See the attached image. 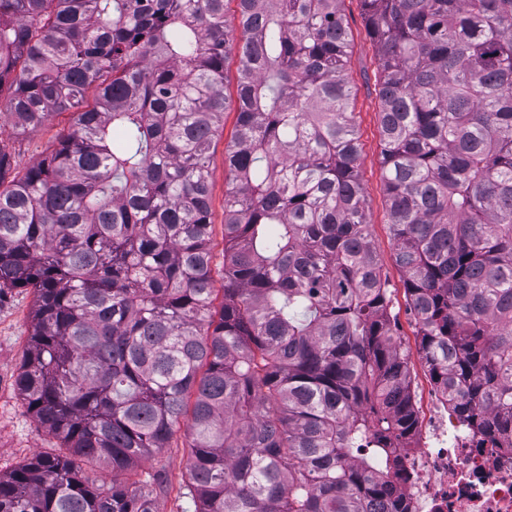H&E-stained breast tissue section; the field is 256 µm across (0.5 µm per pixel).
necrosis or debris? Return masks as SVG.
I'll list each match as a JSON object with an SVG mask.
<instances>
[{
    "instance_id": "1",
    "label": "necrosis or debris",
    "mask_w": 512,
    "mask_h": 512,
    "mask_svg": "<svg viewBox=\"0 0 512 512\" xmlns=\"http://www.w3.org/2000/svg\"><path fill=\"white\" fill-rule=\"evenodd\" d=\"M398 454L403 470L389 474L410 512H512V448L475 437L440 392H433L420 432Z\"/></svg>"
}]
</instances>
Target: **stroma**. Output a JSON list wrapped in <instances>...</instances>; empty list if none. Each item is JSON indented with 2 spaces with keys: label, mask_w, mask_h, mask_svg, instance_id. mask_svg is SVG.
Segmentation results:
<instances>
[{
  "label": "stroma",
  "mask_w": 512,
  "mask_h": 512,
  "mask_svg": "<svg viewBox=\"0 0 512 512\" xmlns=\"http://www.w3.org/2000/svg\"><path fill=\"white\" fill-rule=\"evenodd\" d=\"M341 13L350 41L346 71L351 88L349 109L354 116L360 156L358 172L363 188L368 230L376 259L391 292V321L396 337L408 354V376L416 402L429 399L434 384L419 353V326L406 295L404 275L395 262L389 230V211L380 165L383 144L380 135V74L376 45L371 38L361 0H342ZM238 57L229 53L224 65L227 107L224 130L212 140L209 150L212 270L215 288L224 285V194L229 172L224 153L232 139L237 118ZM73 115L55 113L36 128L16 131L8 110L0 109V144L10 152L18 170H25L50 154L68 133ZM34 295L28 288H12L0 294V473L9 474L35 454H60L58 439L28 411L16 378L23 363ZM191 438L186 424H177L168 448L145 460L141 472H162L167 488L153 503L155 512H194L193 504L180 495L188 479L187 460Z\"/></svg>",
  "instance_id": "stroma-1"
}]
</instances>
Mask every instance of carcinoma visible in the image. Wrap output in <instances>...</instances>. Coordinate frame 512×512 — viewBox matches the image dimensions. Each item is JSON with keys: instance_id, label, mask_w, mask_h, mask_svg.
<instances>
[{"instance_id": "1", "label": "carcinoma", "mask_w": 512, "mask_h": 512, "mask_svg": "<svg viewBox=\"0 0 512 512\" xmlns=\"http://www.w3.org/2000/svg\"><path fill=\"white\" fill-rule=\"evenodd\" d=\"M225 2L0 0L14 126L74 113L22 174L0 145V292H34L16 384L67 450L0 476V512H154V476H128L185 416L194 512H408L374 474L416 414L341 0H237L233 45ZM363 4L422 359L475 435L512 438V0ZM233 49L217 308L208 158Z\"/></svg>"}]
</instances>
